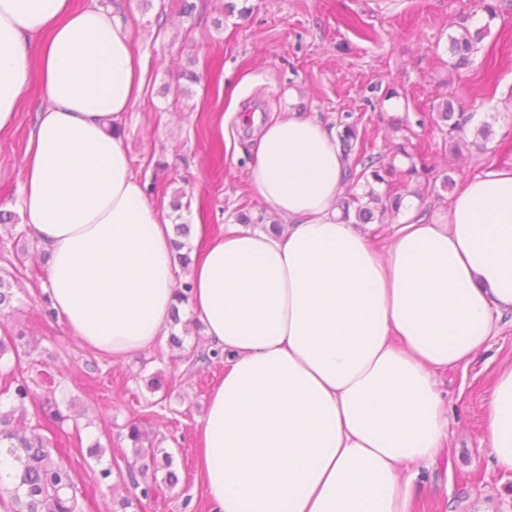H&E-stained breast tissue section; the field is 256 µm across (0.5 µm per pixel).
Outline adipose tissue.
Returning a JSON list of instances; mask_svg holds the SVG:
<instances>
[{"label":"adipose tissue","mask_w":512,"mask_h":512,"mask_svg":"<svg viewBox=\"0 0 512 512\" xmlns=\"http://www.w3.org/2000/svg\"><path fill=\"white\" fill-rule=\"evenodd\" d=\"M121 15L71 0H0V130L41 71L21 212L48 254L54 310L115 358L166 334L171 226L144 199L120 126L143 66ZM336 137L291 112L267 123L249 178L288 225H233L190 275L189 304L224 378L202 422L213 512H408L416 469L448 444L444 380L512 313V168L455 192L446 221L387 244L341 221ZM484 442L512 472V366L485 405Z\"/></svg>","instance_id":"adipose-tissue-1"}]
</instances>
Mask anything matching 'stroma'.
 I'll return each instance as SVG.
<instances>
[{
	"mask_svg": "<svg viewBox=\"0 0 512 512\" xmlns=\"http://www.w3.org/2000/svg\"><path fill=\"white\" fill-rule=\"evenodd\" d=\"M120 5L145 70L144 90L123 120V143L146 201L173 224H188L189 246L219 234L239 210L264 224L285 219L249 181L262 127L285 109L328 130L357 124L373 152L388 154L409 137V150L463 184L491 165L512 167V4L490 23L467 69L448 64L451 27L469 21L476 0H73ZM359 16L376 36L359 38L345 24ZM196 73L197 81L187 80ZM395 99H388V92ZM456 95L474 123H489L486 151L451 148L431 114ZM41 100L29 90L11 130L0 132V210L19 213L22 165ZM408 119V132L392 118ZM191 205L174 210L177 192ZM33 239L0 227V272L13 271L12 308L0 312V336L36 339L21 369L36 391L73 396L90 425L67 428L70 447L100 441L105 461L130 453L124 434L136 423L173 455L180 481L142 500L135 512H211L201 473L200 429L224 361L192 360L203 350L201 327L182 349L162 341L115 359L80 343L61 319L44 317L47 280ZM512 365V321L503 320L487 353L449 373L445 384L448 446L421 468L411 512H512V473L496 470L483 443L482 407L501 366ZM159 378L162 387L149 382Z\"/></svg>",
	"mask_w": 512,
	"mask_h": 512,
	"instance_id": "obj_1",
	"label": "stroma"
}]
</instances>
